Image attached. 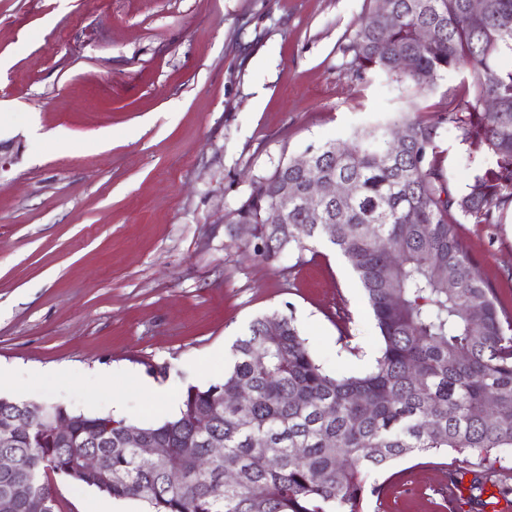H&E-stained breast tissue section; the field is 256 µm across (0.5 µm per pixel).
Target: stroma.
I'll use <instances>...</instances> for the list:
<instances>
[{
	"label": "stroma",
	"instance_id": "35a3bbf8",
	"mask_svg": "<svg viewBox=\"0 0 512 512\" xmlns=\"http://www.w3.org/2000/svg\"><path fill=\"white\" fill-rule=\"evenodd\" d=\"M369 0H0V140L21 156L0 173V365L59 370L38 401L87 415L125 394L126 423L170 416L125 391L127 372L188 387L224 380L250 322L292 309L324 368L366 369L378 331L330 244L267 263L246 250L235 211L256 179L393 113L433 112L429 93L350 78L341 47ZM451 189L470 159L453 125L440 141ZM458 234L512 317V211ZM110 378L88 386L90 371ZM375 512H449L438 489L469 465L422 454L395 462Z\"/></svg>",
	"mask_w": 512,
	"mask_h": 512
}]
</instances>
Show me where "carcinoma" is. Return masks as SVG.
Listing matches in <instances>:
<instances>
[{
    "mask_svg": "<svg viewBox=\"0 0 512 512\" xmlns=\"http://www.w3.org/2000/svg\"><path fill=\"white\" fill-rule=\"evenodd\" d=\"M468 2L373 0L342 48L352 78L384 75L423 93L464 68L467 88L433 116L400 112L346 142L308 148L307 167L279 164L236 209L235 223L250 225L245 247L265 262L286 251L301 255L319 241L336 247L379 330L373 365L331 374L293 314H262L233 344L223 383L189 387L176 416L137 427L170 448L152 462L126 445L133 425L122 419L47 403L21 432L11 428L13 401L1 400L0 454L16 466L0 471V495L23 489L60 512L52 473L113 498L143 499L151 512H367L385 486L373 475L415 454L455 452L475 459L472 512H497L483 495L487 484L497 485L500 453L512 448V319L501 317L455 224H500L512 205V65L500 60L512 51V0H487L480 15ZM447 123L470 154L495 159L455 194L440 168ZM397 130L407 143L393 153ZM315 178L346 182L352 192L316 199L312 214L293 204L283 223H264L285 185L304 193ZM240 391L242 403L220 400ZM64 419L71 432L62 444L53 422ZM89 426L100 429L93 444L86 443ZM211 439L224 442L223 457L208 455ZM87 455L100 461L91 476L83 470ZM173 465L183 474L174 486L167 481ZM227 470L236 483L224 484Z\"/></svg>",
    "mask_w": 512,
    "mask_h": 512,
    "instance_id": "cac0c4a2",
    "label": "carcinoma"
}]
</instances>
